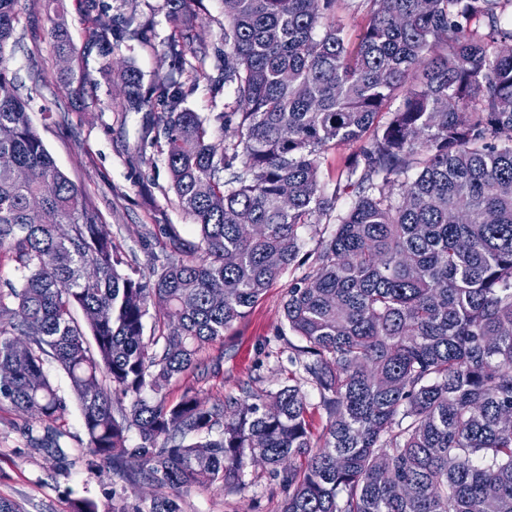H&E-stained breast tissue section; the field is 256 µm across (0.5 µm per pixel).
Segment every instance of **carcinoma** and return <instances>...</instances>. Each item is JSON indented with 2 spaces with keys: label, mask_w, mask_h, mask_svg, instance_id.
<instances>
[{
  "label": "carcinoma",
  "mask_w": 512,
  "mask_h": 512,
  "mask_svg": "<svg viewBox=\"0 0 512 512\" xmlns=\"http://www.w3.org/2000/svg\"><path fill=\"white\" fill-rule=\"evenodd\" d=\"M195 2L166 0L168 18L180 52L205 56L183 23ZM338 2L222 0L231 112L182 107L172 79L143 96L121 69L128 106L158 110L197 231L171 233L174 256L146 274L125 269L0 67V265L15 275L0 283V400L37 418L30 445L61 459L67 405L45 370L57 364L89 452L173 491L145 512H182L192 486L243 490L247 459L288 485L282 512H512V0H349L365 17L355 44ZM17 3L0 0V62ZM50 36L69 56L64 26ZM341 144L357 149L329 192L320 164ZM295 265L308 272L283 311L303 381L251 404L144 397L197 370ZM306 383L328 411L316 441Z\"/></svg>",
  "instance_id": "1"
}]
</instances>
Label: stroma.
I'll return each mask as SVG.
<instances>
[{
    "instance_id": "obj_1",
    "label": "stroma",
    "mask_w": 512,
    "mask_h": 512,
    "mask_svg": "<svg viewBox=\"0 0 512 512\" xmlns=\"http://www.w3.org/2000/svg\"><path fill=\"white\" fill-rule=\"evenodd\" d=\"M20 22L4 65L42 142L70 180L100 213L106 231L135 269L148 272L151 260H163L174 231L195 240L193 219L179 206L171 189L165 138L156 112L129 110L116 73L135 68L142 93L160 81L182 82L186 108L201 113L231 111L233 86L224 82L216 57L224 52V10L220 0H197L194 32L208 50L206 61L192 55L171 56L165 45L174 35L164 0H19ZM120 17L134 20L136 36L113 42L101 55L89 42L90 32ZM64 21L75 52L70 68L85 92L62 84L61 64L49 35ZM305 267L287 269L247 315L225 330L224 340L206 346L195 372L173 378L160 392L178 401L194 390L221 403L235 397L252 402L287 383L296 367L290 358L300 340L288 329L283 302ZM58 393L67 404L61 446L65 462L28 447L22 432L28 422L9 404H0V495L17 500L25 512H71L72 501L87 496L114 500L125 512H140L160 487L130 484L113 474L82 446L86 434L68 381L55 374ZM244 491L221 487L192 488L182 494L183 512H282L287 489L261 466L247 464Z\"/></svg>"
}]
</instances>
